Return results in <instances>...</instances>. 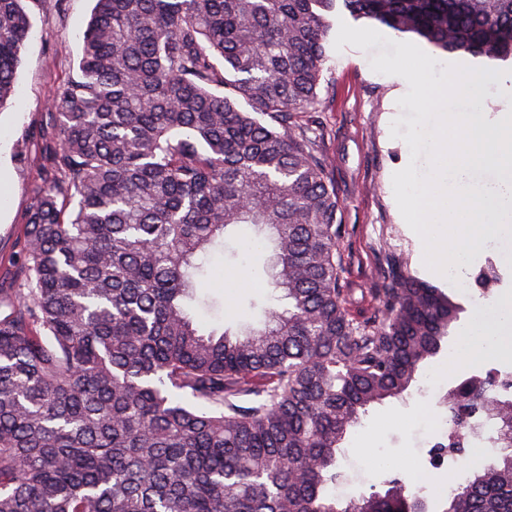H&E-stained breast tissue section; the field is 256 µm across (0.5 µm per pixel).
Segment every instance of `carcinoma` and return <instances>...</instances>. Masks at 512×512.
Segmentation results:
<instances>
[{"mask_svg": "<svg viewBox=\"0 0 512 512\" xmlns=\"http://www.w3.org/2000/svg\"><path fill=\"white\" fill-rule=\"evenodd\" d=\"M0 0V107L32 27ZM447 54L512 58V0H95L41 130L42 183L0 288V512H512V369L448 390L455 431L502 423L497 464L443 503L394 478L336 495L337 451L402 395L460 320L455 296L388 257L341 277L323 148L328 13ZM265 237L261 326L200 332L202 257ZM483 287L502 274L491 264ZM436 446L433 465L464 456Z\"/></svg>", "mask_w": 512, "mask_h": 512, "instance_id": "cac0c4a2", "label": "carcinoma"}]
</instances>
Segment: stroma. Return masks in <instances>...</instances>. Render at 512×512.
I'll return each instance as SVG.
<instances>
[{
  "mask_svg": "<svg viewBox=\"0 0 512 512\" xmlns=\"http://www.w3.org/2000/svg\"><path fill=\"white\" fill-rule=\"evenodd\" d=\"M93 7V0H67L61 11L55 0H34L30 6L33 28L17 70L15 93L0 108V159L5 162V176L0 179V286L5 288L12 284L17 242L33 188L41 180L39 131L47 117L48 100L65 72L77 64L80 35ZM326 51L334 100L322 118L327 130L325 149L335 165L346 287L359 291L379 287L384 260L394 254L411 274L449 288L447 279L425 266L423 243L401 217L393 192V174L408 163H415L419 172L428 170L426 156L410 157L402 138L407 125H400V137H392L387 114L408 118L412 112L398 106L393 84L370 66L379 53H393V46L378 44L363 51L347 45L339 50L330 41ZM237 251L231 279L225 276L222 254L209 256L212 274L223 281L224 307L196 313L201 332L255 318L248 305L251 292L239 287L237 280L262 278V252L242 245ZM493 253L501 257L506 278L484 299L474 290L458 291L457 299L464 306L460 326L474 319L475 304L492 307L512 301V230L499 231L485 241L466 271L474 273ZM447 361L444 352L430 359L403 397L372 407L347 435L337 458L351 487L368 491L381 487L386 479L400 477V470L393 467L397 460L406 461L432 490L452 480L463 481L472 467L491 461V449L472 448L453 467L436 468L430 463L432 447L447 440L445 432L431 423L441 407V395L457 379L477 370L475 363L463 360L448 373Z\"/></svg>",
  "mask_w": 512,
  "mask_h": 512,
  "instance_id": "stroma-1",
  "label": "stroma"
}]
</instances>
